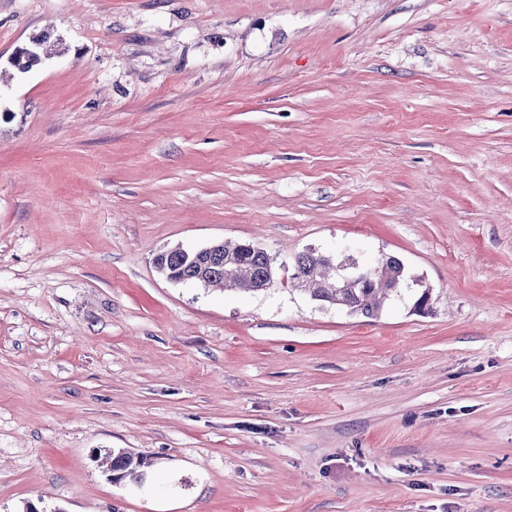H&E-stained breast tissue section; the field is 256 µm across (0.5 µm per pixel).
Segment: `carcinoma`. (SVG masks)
<instances>
[{
    "label": "carcinoma",
    "mask_w": 512,
    "mask_h": 512,
    "mask_svg": "<svg viewBox=\"0 0 512 512\" xmlns=\"http://www.w3.org/2000/svg\"><path fill=\"white\" fill-rule=\"evenodd\" d=\"M350 263L349 258L338 259L314 251L300 254L293 265L291 283L323 305L368 318L378 316L384 303L403 290L408 274L405 263L397 256L384 255L371 266L367 287H336V268ZM155 266L170 279L202 278L211 286L244 292L263 291L276 277L274 259L264 249L228 241L220 253L212 255L194 257L179 248L169 250L155 258ZM149 467L147 457L127 451L112 455L109 465L115 481L128 477L139 480Z\"/></svg>",
    "instance_id": "obj_1"
}]
</instances>
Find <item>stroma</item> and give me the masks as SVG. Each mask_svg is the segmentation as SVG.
<instances>
[{"instance_id":"1","label":"stroma","mask_w":512,"mask_h":512,"mask_svg":"<svg viewBox=\"0 0 512 512\" xmlns=\"http://www.w3.org/2000/svg\"><path fill=\"white\" fill-rule=\"evenodd\" d=\"M216 241L273 287L155 267ZM310 250L422 284L322 306ZM160 502L512 512V0H0V512ZM150 465V460L143 455L119 451L117 454L112 453V460L107 469H110L115 481L124 480L128 477L141 480V475Z\"/></svg>"}]
</instances>
